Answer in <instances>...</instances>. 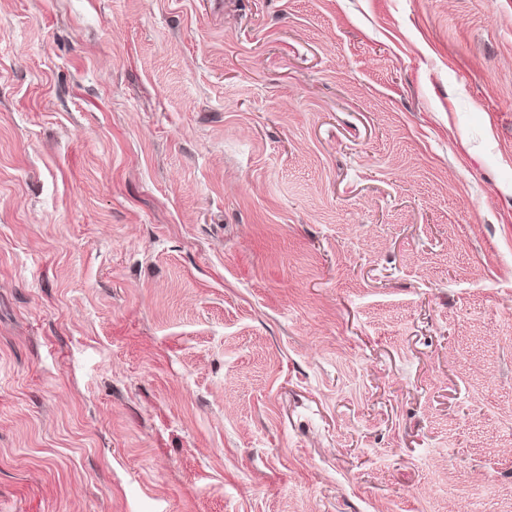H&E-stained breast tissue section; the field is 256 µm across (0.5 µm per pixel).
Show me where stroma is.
<instances>
[{"mask_svg":"<svg viewBox=\"0 0 512 512\" xmlns=\"http://www.w3.org/2000/svg\"><path fill=\"white\" fill-rule=\"evenodd\" d=\"M0 512H512V0H0Z\"/></svg>","mask_w":512,"mask_h":512,"instance_id":"1","label":"stroma"}]
</instances>
